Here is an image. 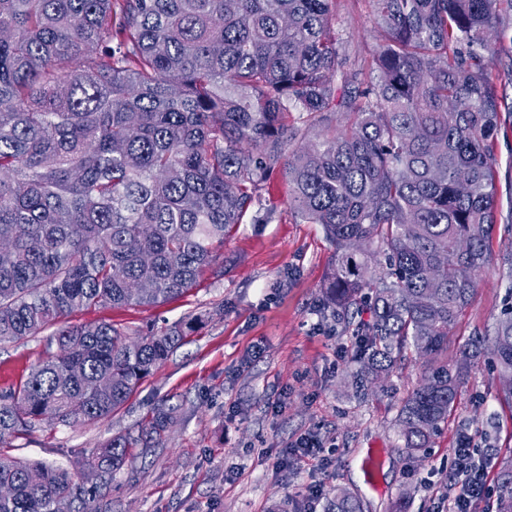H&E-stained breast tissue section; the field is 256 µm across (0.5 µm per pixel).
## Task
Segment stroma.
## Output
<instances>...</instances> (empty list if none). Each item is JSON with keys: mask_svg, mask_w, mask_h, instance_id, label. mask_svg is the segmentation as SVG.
Segmentation results:
<instances>
[{"mask_svg": "<svg viewBox=\"0 0 512 512\" xmlns=\"http://www.w3.org/2000/svg\"><path fill=\"white\" fill-rule=\"evenodd\" d=\"M333 24L344 42L346 67L373 75L372 52L383 31L369 0H336ZM499 55L491 78L512 106V24L495 37ZM495 146L497 226L489 243L492 264L459 315L449 352L487 333L500 316L512 272L502 257L512 251V116ZM263 202V224H241L224 242L223 275H206L179 298L157 307H96L75 312L73 324L106 321L133 335L195 320L178 348L125 406L87 428L44 423L15 439L12 454L58 465L88 454L119 432H137L158 405L177 406L163 447L134 448L112 480V512H290L310 486L325 496L345 488L365 512H389L406 496L409 512H433L447 494L459 432L472 433L497 478L512 458V405L501 401L497 377L481 359L462 385L448 423L431 448L411 455L397 426L403 398L423 379L410 360L369 394L352 385L354 355H342L354 338L324 304L323 284L333 250L320 225L288 211V186L273 178ZM47 336H26L0 347V391L24 380L47 355ZM317 434L323 460L280 472L279 449L301 435ZM381 450L379 492L354 478L371 449Z\"/></svg>", "mask_w": 512, "mask_h": 512, "instance_id": "35a3bbf8", "label": "stroma"}]
</instances>
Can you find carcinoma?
<instances>
[{"label":"carcinoma","mask_w":512,"mask_h":512,"mask_svg":"<svg viewBox=\"0 0 512 512\" xmlns=\"http://www.w3.org/2000/svg\"><path fill=\"white\" fill-rule=\"evenodd\" d=\"M334 0H0V345L52 330L56 351L0 391V447L44 421L92 426L184 344L176 323L131 337L64 318L157 306L224 273V239L263 224L278 172L288 206L333 248L325 301L371 320L366 390L407 357L404 448L423 452L472 367L492 356L512 404V305L453 360L448 336L491 262L502 101L486 38L512 0H372L376 78L344 69ZM307 116L288 125L291 110ZM345 111L338 127L332 115ZM321 128L309 138L310 128ZM177 407L69 466L0 452V512H112L130 448H158ZM103 477L87 488L75 468ZM324 512H363L338 489ZM497 512H512V460Z\"/></svg>","instance_id":"cac0c4a2"}]
</instances>
